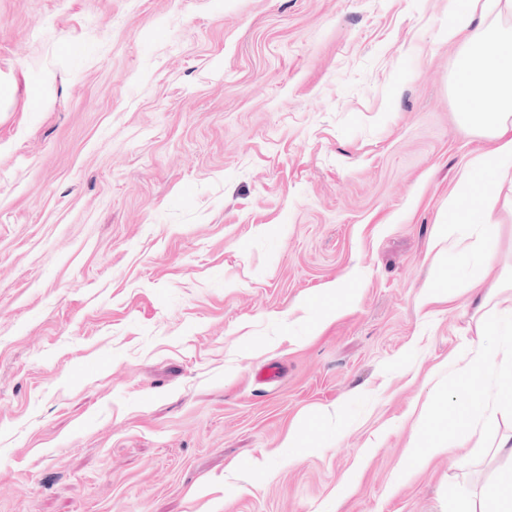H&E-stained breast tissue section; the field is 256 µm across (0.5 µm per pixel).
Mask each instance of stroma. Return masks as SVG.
<instances>
[{
  "mask_svg": "<svg viewBox=\"0 0 512 512\" xmlns=\"http://www.w3.org/2000/svg\"><path fill=\"white\" fill-rule=\"evenodd\" d=\"M453 5L0 0V512L491 508L490 449L407 459L481 322Z\"/></svg>",
  "mask_w": 512,
  "mask_h": 512,
  "instance_id": "stroma-1",
  "label": "stroma"
}]
</instances>
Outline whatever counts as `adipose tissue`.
Segmentation results:
<instances>
[{"label": "adipose tissue", "mask_w": 512, "mask_h": 512, "mask_svg": "<svg viewBox=\"0 0 512 512\" xmlns=\"http://www.w3.org/2000/svg\"><path fill=\"white\" fill-rule=\"evenodd\" d=\"M492 14L497 19L512 17V0H463L449 11L445 31L446 39L463 46L453 86L457 112L466 125L489 135L496 146L473 157L459 172L441 229L449 255L462 263L474 259L483 266L492 261L495 246L471 240L467 229L492 223L500 206L512 207V25L489 22ZM488 182L506 187L505 196L484 194L482 187ZM487 330L496 336V344L474 341L464 373L495 374L500 384L497 399L469 392L460 403L433 409L426 416L428 423L450 426L452 437L463 443L475 434L474 419L491 418L503 408H512V306L489 322Z\"/></svg>", "instance_id": "adipose-tissue-1"}]
</instances>
